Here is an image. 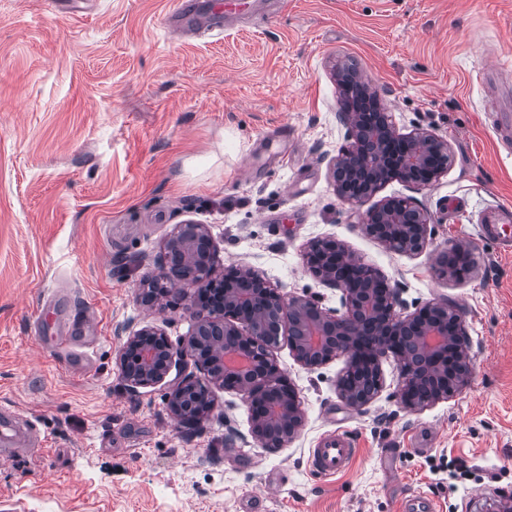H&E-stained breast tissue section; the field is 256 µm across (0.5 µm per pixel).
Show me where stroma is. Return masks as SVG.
Segmentation results:
<instances>
[{
    "instance_id": "obj_1",
    "label": "stroma",
    "mask_w": 512,
    "mask_h": 512,
    "mask_svg": "<svg viewBox=\"0 0 512 512\" xmlns=\"http://www.w3.org/2000/svg\"><path fill=\"white\" fill-rule=\"evenodd\" d=\"M177 0H0V408H18L43 450L0 463V512H488L512 499V255L481 237L512 221V154L493 113H512V0H283L224 32H171ZM377 87L400 132L447 140L452 163L429 187L394 181L432 222L424 252L366 236V207L342 201L332 168L348 147L334 71ZM207 225L220 262L258 268L284 292L336 309L341 293L309 274L308 242L334 238L396 285L408 308L464 315L472 378L456 396L403 408L399 370L356 410L339 397L344 358L308 370L274 352L306 414L286 447L250 434L240 394L189 428L169 383L129 390L118 364L129 332L172 342L192 330L183 306L141 305L176 225ZM464 242L475 267L435 273ZM92 313L95 372L67 373L33 340L52 331L48 296ZM346 433L359 453L343 474L313 472L311 448ZM459 255L466 257L467 263L464 266H453L444 260V256ZM472 269L471 249L465 244H460L449 251L442 252L436 262V272L439 277L446 279H461Z\"/></svg>"
}]
</instances>
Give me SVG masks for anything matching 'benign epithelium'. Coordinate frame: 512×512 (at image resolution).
I'll list each match as a JSON object with an SVG mask.
<instances>
[{"mask_svg": "<svg viewBox=\"0 0 512 512\" xmlns=\"http://www.w3.org/2000/svg\"><path fill=\"white\" fill-rule=\"evenodd\" d=\"M336 79L342 91L356 95V104L342 103L341 117L353 139L336 164L342 200L361 204L392 181L430 186L448 171L447 141L424 129L398 132L379 91L360 72L343 69ZM430 224L431 215L411 199L390 197L367 209L360 227L395 252L419 255L428 246ZM303 261L320 282L341 291L342 309L287 294L245 264L219 270L207 225L176 226L164 264L141 283L139 299L151 308L172 295L184 300L194 332L177 345L155 326L129 334L119 354L127 386L160 383L172 366L191 363L199 374H181L168 398L181 424H199L215 408L214 390H232L249 408L252 436L266 448H283L305 425L298 390L274 358L283 340L295 361L309 370L345 358L336 388L356 410L368 405L375 392L358 393L352 379L369 371L381 385V361L389 356L401 365L398 397L410 410L447 399L468 385L472 363L458 307L434 302L401 315L400 290L335 239L310 243ZM471 269V249L465 244L442 252L436 262L441 278L461 279ZM176 280L182 287H172ZM450 360L457 365L452 375Z\"/></svg>", "mask_w": 512, "mask_h": 512, "instance_id": "benign-epithelium-1", "label": "benign epithelium"}]
</instances>
